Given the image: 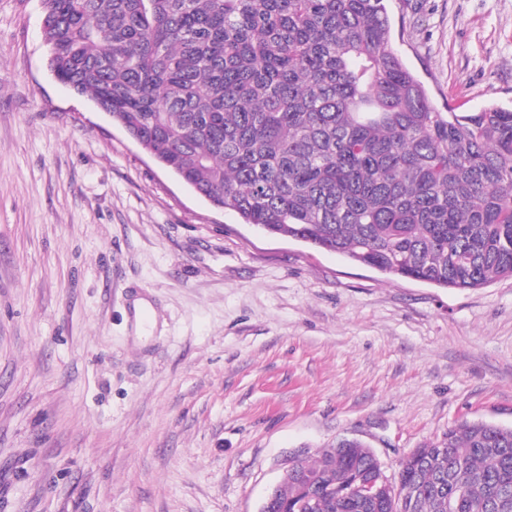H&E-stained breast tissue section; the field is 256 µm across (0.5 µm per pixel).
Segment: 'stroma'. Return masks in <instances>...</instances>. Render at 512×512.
Segmentation results:
<instances>
[{
  "instance_id": "1",
  "label": "stroma",
  "mask_w": 512,
  "mask_h": 512,
  "mask_svg": "<svg viewBox=\"0 0 512 512\" xmlns=\"http://www.w3.org/2000/svg\"><path fill=\"white\" fill-rule=\"evenodd\" d=\"M439 111L512 105V0H389ZM0 0V512H259L290 452L512 427V279H385L156 163ZM155 317L138 333L136 301Z\"/></svg>"
}]
</instances>
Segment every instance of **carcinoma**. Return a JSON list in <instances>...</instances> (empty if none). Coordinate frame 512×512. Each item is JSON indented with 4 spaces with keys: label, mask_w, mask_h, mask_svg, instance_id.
<instances>
[{
    "label": "carcinoma",
    "mask_w": 512,
    "mask_h": 512,
    "mask_svg": "<svg viewBox=\"0 0 512 512\" xmlns=\"http://www.w3.org/2000/svg\"><path fill=\"white\" fill-rule=\"evenodd\" d=\"M50 68L269 237L444 289L512 278V107L440 112L387 0H43ZM263 512H512V427L465 420L383 470L296 453Z\"/></svg>",
    "instance_id": "obj_1"
}]
</instances>
